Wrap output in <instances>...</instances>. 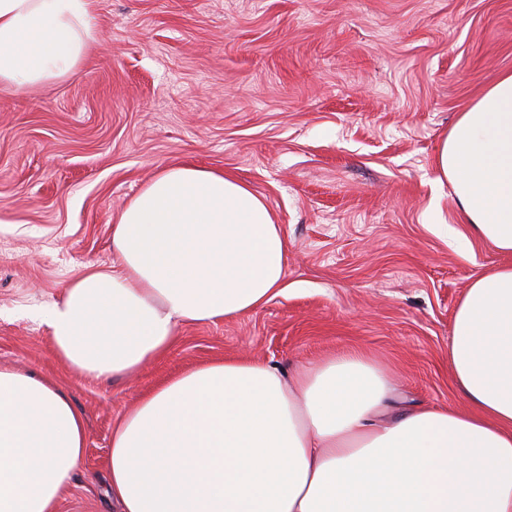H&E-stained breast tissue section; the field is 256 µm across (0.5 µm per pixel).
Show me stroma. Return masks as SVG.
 <instances>
[{"label":"stroma","instance_id":"stroma-1","mask_svg":"<svg viewBox=\"0 0 512 512\" xmlns=\"http://www.w3.org/2000/svg\"><path fill=\"white\" fill-rule=\"evenodd\" d=\"M96 13L98 39L68 78L0 92V366L53 380L88 429L56 512H118L113 423L208 361L291 372L357 351L398 401L461 406L456 307L512 254L463 224L434 158L460 112L512 73V0H96ZM178 164L266 199L288 288L240 317L181 325L130 374L83 376L34 315L115 264L120 211Z\"/></svg>","mask_w":512,"mask_h":512}]
</instances>
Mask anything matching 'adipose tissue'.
Here are the masks:
<instances>
[{
	"instance_id": "ef3b65f1",
	"label": "adipose tissue",
	"mask_w": 512,
	"mask_h": 512,
	"mask_svg": "<svg viewBox=\"0 0 512 512\" xmlns=\"http://www.w3.org/2000/svg\"><path fill=\"white\" fill-rule=\"evenodd\" d=\"M93 0H0V90L66 78L98 30ZM464 221L512 253V73L443 136L435 158ZM118 266L89 269L45 313L53 352L95 378L165 353L178 326L280 295L288 243L265 199L194 165L161 168L112 226ZM448 368L469 405L391 409L357 352L287 377L224 359L143 396L112 428L119 512H512V266L457 305ZM49 380L0 368V512H54L87 444Z\"/></svg>"
}]
</instances>
